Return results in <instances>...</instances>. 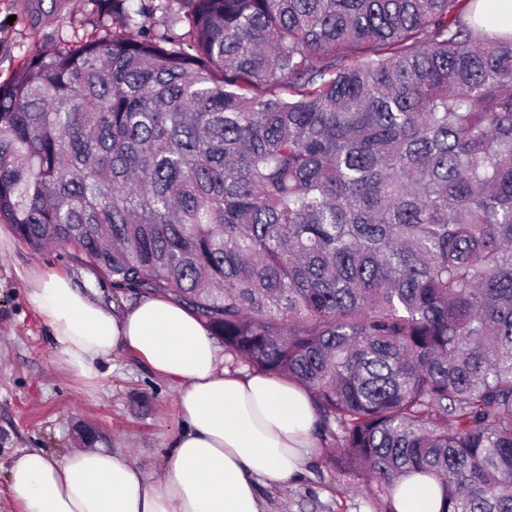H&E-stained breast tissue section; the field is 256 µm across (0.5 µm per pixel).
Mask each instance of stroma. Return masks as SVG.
<instances>
[{"mask_svg": "<svg viewBox=\"0 0 512 512\" xmlns=\"http://www.w3.org/2000/svg\"><path fill=\"white\" fill-rule=\"evenodd\" d=\"M112 20L110 0H0V82L39 50L103 37ZM0 237L10 242L0 252V512H19L8 482L17 455L37 448L62 458L83 447L88 432L95 446L156 468L181 424L176 387L134 354L122 353L104 366L96 391L83 389L56 364L50 330L28 300L25 277L65 274L117 311L135 305V296L114 297L109 282L78 261L72 248L33 251L6 224ZM374 492L364 480L336 471L321 450L298 479L262 497L267 512H385Z\"/></svg>", "mask_w": 512, "mask_h": 512, "instance_id": "35a3bbf8", "label": "stroma"}]
</instances>
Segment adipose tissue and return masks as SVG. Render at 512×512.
Returning a JSON list of instances; mask_svg holds the SVG:
<instances>
[{
  "label": "adipose tissue",
  "instance_id": "ef3b65f1",
  "mask_svg": "<svg viewBox=\"0 0 512 512\" xmlns=\"http://www.w3.org/2000/svg\"><path fill=\"white\" fill-rule=\"evenodd\" d=\"M27 295L51 331L54 359L88 388L130 351L178 387L182 429L157 479L121 451L82 448L64 459L22 453L9 478L20 512H264L259 488L293 480L316 448L308 392L285 378L228 368L224 350L192 313L162 297L122 313L69 277L32 273ZM396 512H441L434 477H404Z\"/></svg>",
  "mask_w": 512,
  "mask_h": 512
}]
</instances>
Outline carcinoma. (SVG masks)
Instances as JSON below:
<instances>
[{"label":"carcinoma","mask_w":512,"mask_h":512,"mask_svg":"<svg viewBox=\"0 0 512 512\" xmlns=\"http://www.w3.org/2000/svg\"><path fill=\"white\" fill-rule=\"evenodd\" d=\"M112 0L0 84V223L308 390L332 466L512 512V35L479 0ZM135 27L138 34H131ZM171 9H168L167 12L164 10H157L150 20H147L145 25L148 30H150L152 33H158L163 32L164 28L167 27V25H174V30L177 33H184L189 29V26L185 19H179V17H183V12L179 13L178 5L176 3L170 2ZM179 13V16L176 15ZM177 18L176 23L174 24V20Z\"/></svg>","instance_id":"obj_1"}]
</instances>
